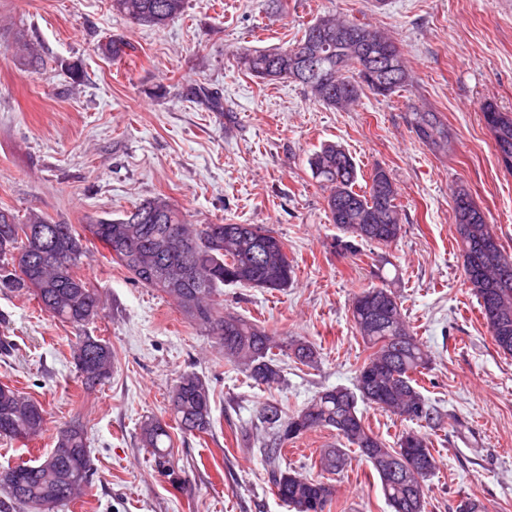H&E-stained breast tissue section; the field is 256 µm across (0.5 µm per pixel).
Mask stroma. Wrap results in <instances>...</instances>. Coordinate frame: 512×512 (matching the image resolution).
<instances>
[{
	"label": "stroma",
	"mask_w": 512,
	"mask_h": 512,
	"mask_svg": "<svg viewBox=\"0 0 512 512\" xmlns=\"http://www.w3.org/2000/svg\"><path fill=\"white\" fill-rule=\"evenodd\" d=\"M187 0L162 29L113 14L110 0H0V208L35 211L57 224H87L163 195L194 224H256L282 237L296 267L288 288L227 285L225 306L278 338L299 336L316 367L283 358L280 383L255 384L160 292L132 281L99 242L81 273L104 302L86 327L114 354L110 378L85 391L71 359L76 331L40 311L25 292L0 291V383L47 412L38 439H0V467L37 459L59 428L87 433L94 463L80 500L61 512H292L274 494L256 444L245 442L265 403L294 413L319 392L352 387L368 354L351 316L363 289L393 282L406 321L431 356L419 384L442 415L409 421L359 403L366 426L387 445L403 431L430 441L437 461L426 478V512H457L474 497L484 512H512V357L500 354L464 281L452 191L467 186L506 254L512 255V173L498 157L480 107L512 113V0ZM370 23L400 44L417 81L388 97L363 93L351 110L314 101L288 81L264 84L239 72L235 53L287 46L324 13ZM121 39L130 56H104ZM35 48L24 66L18 43ZM78 65L73 80L67 65ZM221 94L223 112L193 101L191 89ZM448 126L439 152L411 126L412 108ZM333 141L357 164L360 181L382 167L396 183L400 238L334 243L324 191L307 158ZM191 370L211 386L213 428L173 432L168 472L141 442L143 422L165 418L167 395ZM335 432L286 443L283 466L331 483V512H391L371 465L358 454L338 474L319 467Z\"/></svg>",
	"instance_id": "35a3bbf8"
}]
</instances>
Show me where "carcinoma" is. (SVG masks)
Here are the masks:
<instances>
[{
    "mask_svg": "<svg viewBox=\"0 0 512 512\" xmlns=\"http://www.w3.org/2000/svg\"><path fill=\"white\" fill-rule=\"evenodd\" d=\"M186 0H112V9L131 22L161 28L182 14ZM114 59L129 55V42L110 39L99 45ZM237 66L263 82L289 80L304 86L311 98L333 109L355 105L364 90L390 96L412 85L396 41L382 31L353 19L323 14L314 19L301 39L287 48L253 50L236 55ZM193 95L208 109L224 110L222 97L204 88ZM481 113L492 133L501 163L512 172V114L493 103ZM411 124L423 142L441 151L448 145V129L438 113L414 110ZM313 179L327 191L326 214L343 232L345 251L357 243L390 244L402 231V214L395 200L392 178L375 168L363 190L353 157L336 143H326L307 159ZM457 243L463 257L464 280L476 296L498 350L512 356V257L505 255L485 214L470 191L453 190ZM124 212L83 225L53 224L31 212L25 220L0 209V288L29 291L40 310L81 329L101 310L98 290L79 274L93 238L108 250L113 263L131 278L171 299L190 322L213 337L224 358L242 368L256 384L273 385L281 379V357L289 354L312 367L318 352L296 338L275 340L264 327L224 309L216 299L218 288L235 284L283 290L295 277V268L283 240L256 224H190L167 197L158 195ZM351 314L356 330L371 353L357 368L354 388L335 387L320 392L312 403L287 414L276 403L262 406L255 429L259 451L270 467L276 496L296 512H326L335 490L321 480L304 478L281 467L284 443L308 431L326 428L354 447L372 466L392 512H425L419 481L436 469L428 438L402 433L389 447L364 423L357 401L375 405L412 421L437 422L438 415L418 389L417 376L428 369L430 357L406 323L398 296L383 284L354 295ZM72 359L83 388L92 391L112 373V346L88 334L76 337ZM170 421L151 418L141 426V440L165 463L172 448L170 430L184 435L212 431L211 389L194 371L183 372L168 395ZM46 425L42 404L12 386L0 384V438L26 441ZM349 455L341 445L321 451L320 467L338 473ZM92 462L82 426L59 430L55 448L35 463L21 462L0 470V488L16 504L38 510V504L71 503L89 484Z\"/></svg>",
    "mask_w": 512,
    "mask_h": 512,
    "instance_id": "carcinoma-1",
    "label": "carcinoma"
}]
</instances>
